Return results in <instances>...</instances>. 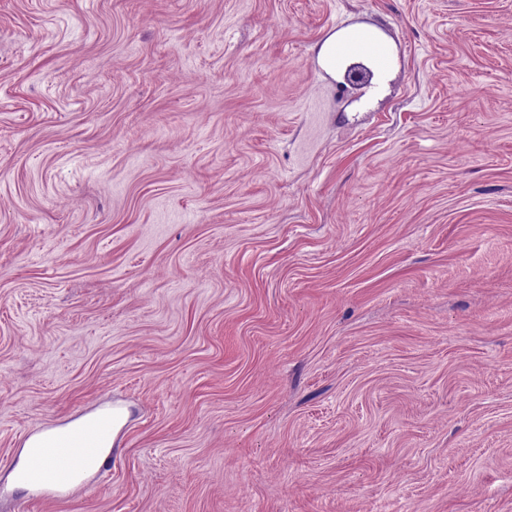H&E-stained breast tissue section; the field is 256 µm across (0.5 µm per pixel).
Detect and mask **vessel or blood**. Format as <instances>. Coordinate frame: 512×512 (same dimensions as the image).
Here are the masks:
<instances>
[{
  "label": "vessel or blood",
  "instance_id": "obj_1",
  "mask_svg": "<svg viewBox=\"0 0 512 512\" xmlns=\"http://www.w3.org/2000/svg\"><path fill=\"white\" fill-rule=\"evenodd\" d=\"M336 52L379 57L383 47L372 34L362 32L337 43ZM122 428L123 414L116 407L96 419L66 428L56 437L38 441L26 465L16 471L15 479L39 490L42 499L47 501H57L67 497L72 490L86 488L85 465L78 458L69 456L68 442L77 439L94 446L104 430H112L117 435Z\"/></svg>",
  "mask_w": 512,
  "mask_h": 512
}]
</instances>
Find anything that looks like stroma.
<instances>
[{
  "label": "stroma",
  "mask_w": 512,
  "mask_h": 512,
  "mask_svg": "<svg viewBox=\"0 0 512 512\" xmlns=\"http://www.w3.org/2000/svg\"><path fill=\"white\" fill-rule=\"evenodd\" d=\"M0 512H512V0H0ZM344 53L375 56L384 59L383 47L370 33L362 32L336 44V58ZM123 414L119 407L112 408V411L103 413L100 417L84 422L80 425L64 429V433L50 439L41 440L35 443L25 466L15 472V479L18 483L28 485L34 490L45 489L39 499L47 501H58L67 497L71 490L85 489L88 482L82 478L85 471V462H79L78 457H71L65 448L70 439H77L86 444L92 445L89 452L96 453L98 438L112 422L113 446H117L120 432L123 428ZM50 463L47 468L46 463ZM35 474H40L39 478Z\"/></svg>",
  "instance_id": "obj_1"
}]
</instances>
